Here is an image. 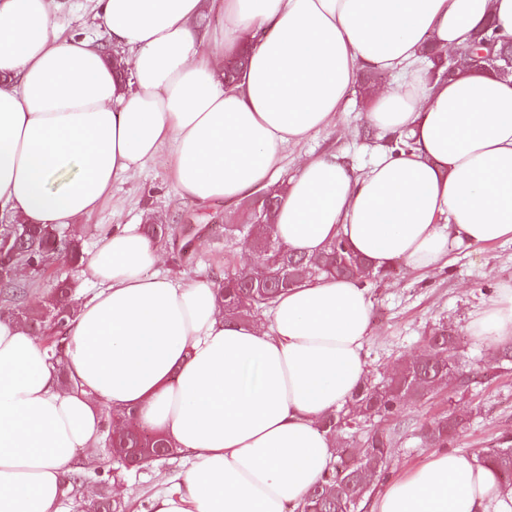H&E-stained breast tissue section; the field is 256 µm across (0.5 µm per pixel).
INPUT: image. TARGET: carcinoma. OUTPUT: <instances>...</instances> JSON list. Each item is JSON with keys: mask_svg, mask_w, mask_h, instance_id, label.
I'll return each instance as SVG.
<instances>
[{"mask_svg": "<svg viewBox=\"0 0 512 512\" xmlns=\"http://www.w3.org/2000/svg\"><path fill=\"white\" fill-rule=\"evenodd\" d=\"M496 42V51L512 56V47L499 42L498 29L491 24L477 30L470 42ZM422 57L429 71L443 73V54L427 44ZM385 146L392 152L408 150L412 140L404 134H389ZM275 209L261 204L235 220H224V247L232 248L242 240L263 262L236 269L234 258L227 257L224 278L216 283L217 299L224 320L250 322L262 318L283 291L319 277L352 278L367 288L391 271L376 270L352 251L342 237L329 241L318 256H306L288 250L274 232ZM153 243L166 241L172 225L163 218L142 225ZM60 264L73 268L84 265L80 234L74 228L21 224L15 218L0 224V315L8 317L41 336L51 355L58 378L67 389L74 388L68 376L66 344L81 298L72 292L65 279H58L30 303L31 288ZM425 354L420 358L398 360L379 379H366L351 399L320 422V428L333 440L334 460L322 481L314 487L298 512H355L361 499L375 490L388 469L392 448L397 441L386 424L410 403H426L439 391L456 383L457 393L470 390L473 379L456 378L448 370L444 354L460 357L463 337L442 323L423 336ZM103 444L111 448L112 458L121 463H143L177 455L167 437L138 428L126 409L103 404L100 408ZM478 408L454 407L431 420L420 433L426 448H448L477 414ZM83 451L68 474L64 502L76 512H120V504L111 493L110 474L92 467ZM478 461L493 468L502 482L512 485V437L504 436L496 446L478 452Z\"/></svg>", "mask_w": 512, "mask_h": 512, "instance_id": "1", "label": "carcinoma"}]
</instances>
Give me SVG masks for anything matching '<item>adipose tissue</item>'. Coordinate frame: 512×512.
<instances>
[{"instance_id":"1","label":"adipose tissue","mask_w":512,"mask_h":512,"mask_svg":"<svg viewBox=\"0 0 512 512\" xmlns=\"http://www.w3.org/2000/svg\"><path fill=\"white\" fill-rule=\"evenodd\" d=\"M99 2L108 53L61 38L59 0H0V213L77 226L165 144L182 197L237 200L272 184L285 147L326 129L370 68L397 83L374 90L369 123L413 145L360 174L332 153L302 162L274 217L283 245L314 256L341 236L372 267L428 270L449 239L512 240V75L433 83L418 58L488 20L512 38V0H224L217 33L204 0ZM242 50L226 86L222 63ZM161 260L139 225L102 235L66 346L78 390L37 336L0 319V512H61L103 402L194 460L152 512H294L320 482L334 448L319 423L368 375L365 288L316 279L268 320L230 323L210 280L149 276ZM468 331L512 340V283ZM373 512H512V488L476 454L440 449Z\"/></svg>"}]
</instances>
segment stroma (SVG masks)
I'll return each mask as SVG.
<instances>
[{
	"label": "stroma",
	"instance_id": "obj_1",
	"mask_svg": "<svg viewBox=\"0 0 512 512\" xmlns=\"http://www.w3.org/2000/svg\"><path fill=\"white\" fill-rule=\"evenodd\" d=\"M369 109L366 96L354 90L338 113L335 126L311 133L285 148L278 181L289 180L304 159L327 152L344 157L355 168H366L385 150L382 134L368 123ZM250 199L246 193L232 203L200 204L181 197L175 188L170 150L165 147L142 171L115 183L111 196L83 219V249L92 251L107 228L142 224L151 215H161L173 226L195 224L202 231L183 265L174 262L181 241L170 242L167 258L156 268V275L187 280L220 278L224 275V239L211 233L210 228L222 224L225 216L241 215ZM393 268L392 277L367 291L372 335L365 355L370 375H380L396 360L415 354L421 348L420 336L435 323L445 322L464 333L465 348L459 365L475 381L474 391L466 395L450 397L443 393L427 403L406 406L398 414L397 421L407 432L390 458L389 475L394 478L418 466L428 454L416 430L453 407L469 403L479 407L478 415L456 442L457 450L475 452L494 445L502 435H512V369L486 373L484 367L493 349L466 333L470 321L495 298L499 284L512 282V242L468 245L452 240L447 256L435 268L415 271L401 262L394 263ZM191 464V457L181 454L118 477V484L128 490L120 498L124 512H141L142 501L169 489Z\"/></svg>",
	"mask_w": 512,
	"mask_h": 512
}]
</instances>
